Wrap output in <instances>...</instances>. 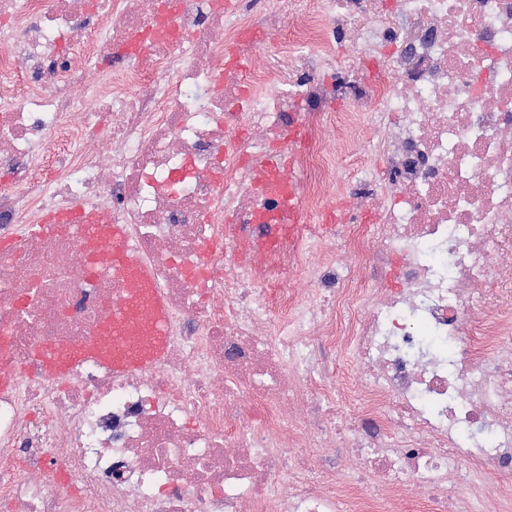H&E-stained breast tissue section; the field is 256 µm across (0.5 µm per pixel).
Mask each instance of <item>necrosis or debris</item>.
<instances>
[{"label": "necrosis or debris", "mask_w": 512, "mask_h": 512, "mask_svg": "<svg viewBox=\"0 0 512 512\" xmlns=\"http://www.w3.org/2000/svg\"><path fill=\"white\" fill-rule=\"evenodd\" d=\"M164 6L0 0V236L21 239L0 252V512H387L408 488L431 512H497L475 489L512 474V338L477 322L512 242V0H401L391 28L350 0H179L172 35L151 28ZM293 16L276 78L243 34ZM276 151L304 221L244 263ZM329 183L371 216L338 251ZM74 208L129 225L166 300L158 364L36 375V344L92 340L121 297L110 269L88 280L78 232L23 235Z\"/></svg>", "instance_id": "necrosis-or-debris-1"}]
</instances>
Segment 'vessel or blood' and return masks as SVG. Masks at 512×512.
<instances>
[{
	"instance_id": "b4317fda",
	"label": "vessel or blood",
	"mask_w": 512,
	"mask_h": 512,
	"mask_svg": "<svg viewBox=\"0 0 512 512\" xmlns=\"http://www.w3.org/2000/svg\"><path fill=\"white\" fill-rule=\"evenodd\" d=\"M256 178L268 186L267 197L272 208L299 211L298 180L280 165L278 158L260 166ZM47 225L80 229L88 251L111 270L122 286V293L101 336L73 349L49 341L35 346L30 360L38 373L45 378L63 379L88 359L115 374L157 364L167 346V307L151 270L136 256L126 226L110 224L99 215L72 209L48 215L43 224L31 225L29 231L38 234ZM282 231V225L276 223L262 225L257 236L247 244V255L255 257L273 251Z\"/></svg>"
}]
</instances>
